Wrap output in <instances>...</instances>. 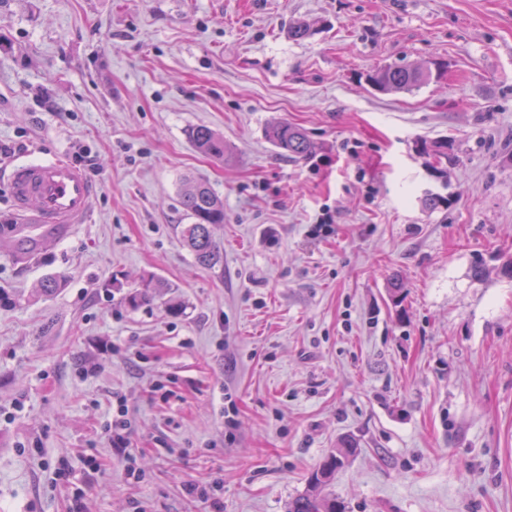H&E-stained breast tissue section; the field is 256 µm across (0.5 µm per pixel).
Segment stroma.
Masks as SVG:
<instances>
[{
    "mask_svg": "<svg viewBox=\"0 0 512 512\" xmlns=\"http://www.w3.org/2000/svg\"><path fill=\"white\" fill-rule=\"evenodd\" d=\"M427 61L409 93L365 81ZM506 143L512 0H0V217L14 162H100L90 223L32 267L0 250V512H286L346 436L347 512H512ZM188 177L224 200L222 266L181 241ZM150 278L180 314L128 305ZM266 138L288 158L306 159L312 154L313 144L308 136L288 121H280L268 127ZM193 146L202 154L213 159H223L226 151L223 135L206 125L192 127L188 132Z\"/></svg>",
    "mask_w": 512,
    "mask_h": 512,
    "instance_id": "stroma-1",
    "label": "stroma"
}]
</instances>
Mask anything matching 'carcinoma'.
<instances>
[{
	"label": "carcinoma",
	"mask_w": 512,
	"mask_h": 512,
	"mask_svg": "<svg viewBox=\"0 0 512 512\" xmlns=\"http://www.w3.org/2000/svg\"><path fill=\"white\" fill-rule=\"evenodd\" d=\"M432 78L428 66L405 63L384 66L366 76V82L380 92L412 91ZM193 146L202 154L213 159H224L226 144L224 136L206 125H198L188 132ZM266 138L282 154L292 159H305L312 154L313 144L305 132L286 121L277 122L266 130ZM419 152L434 162L451 159L448 155V142L426 140L418 144ZM182 206L192 223L183 225L181 238L196 262L203 266L215 267L223 262V254L214 241L211 227L224 223V200L206 183L195 182L181 196ZM163 285L151 280L143 284V289L129 295L130 305L137 307L161 298ZM358 450L355 441H342L339 453L326 457L308 477L304 491L288 501V512H345V507L327 493L336 471Z\"/></svg>",
	"instance_id": "obj_1"
}]
</instances>
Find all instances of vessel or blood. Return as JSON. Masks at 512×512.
Here are the masks:
<instances>
[{
    "instance_id": "1",
    "label": "vessel or blood",
    "mask_w": 512,
    "mask_h": 512,
    "mask_svg": "<svg viewBox=\"0 0 512 512\" xmlns=\"http://www.w3.org/2000/svg\"><path fill=\"white\" fill-rule=\"evenodd\" d=\"M7 188L15 220L4 242L20 264L35 260L47 242L63 240L89 221L95 188L65 156L15 163Z\"/></svg>"
}]
</instances>
